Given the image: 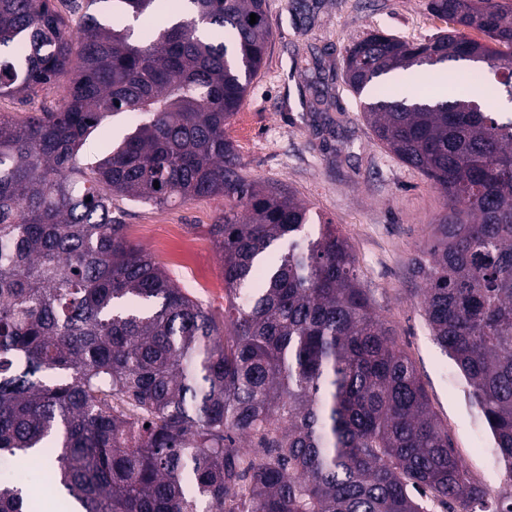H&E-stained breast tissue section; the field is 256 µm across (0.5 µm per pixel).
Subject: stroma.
Listing matches in <instances>:
<instances>
[{
    "instance_id": "1",
    "label": "stroma",
    "mask_w": 512,
    "mask_h": 512,
    "mask_svg": "<svg viewBox=\"0 0 512 512\" xmlns=\"http://www.w3.org/2000/svg\"><path fill=\"white\" fill-rule=\"evenodd\" d=\"M266 0L273 41L241 109L226 126L248 178L292 193L312 223L336 224L357 258L359 281L376 313L408 352L433 410L447 428L471 477L490 491L506 487L492 439L469 398L458 368L434 342L420 304L422 283L412 261L444 213L440 190L400 162L373 137L358 96L344 80L347 48L372 33L423 42L444 30L427 0ZM327 95L329 109L316 103ZM126 236L216 321L229 301L224 266L207 233L224 212L220 197L155 206L121 202ZM192 252L169 248L171 230Z\"/></svg>"
}]
</instances>
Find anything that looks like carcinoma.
I'll return each mask as SVG.
<instances>
[{
	"label": "carcinoma",
	"instance_id": "carcinoma-1",
	"mask_svg": "<svg viewBox=\"0 0 512 512\" xmlns=\"http://www.w3.org/2000/svg\"><path fill=\"white\" fill-rule=\"evenodd\" d=\"M62 3L0 0V98L68 83L53 106L0 113V453L62 448L40 484L0 482V512H34L48 489L61 512H512V491L492 499L470 477L346 237L307 231L305 204L242 174L224 127L264 63L265 0ZM427 9L454 29L353 44V93L467 61L512 97V0ZM121 113L137 125L85 157ZM362 114L444 194L413 262L423 316L512 482V121L484 85L452 100L383 89ZM211 196L222 326L112 216L118 200Z\"/></svg>",
	"mask_w": 512,
	"mask_h": 512
}]
</instances>
